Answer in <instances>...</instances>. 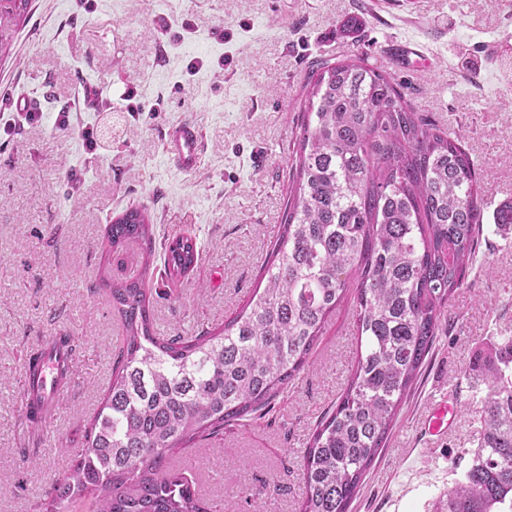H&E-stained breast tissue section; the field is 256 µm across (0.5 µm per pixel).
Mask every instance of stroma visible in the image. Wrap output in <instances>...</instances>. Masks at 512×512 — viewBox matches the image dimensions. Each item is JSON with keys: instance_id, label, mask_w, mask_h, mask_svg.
I'll use <instances>...</instances> for the list:
<instances>
[{"instance_id": "stroma-1", "label": "stroma", "mask_w": 512, "mask_h": 512, "mask_svg": "<svg viewBox=\"0 0 512 512\" xmlns=\"http://www.w3.org/2000/svg\"><path fill=\"white\" fill-rule=\"evenodd\" d=\"M363 20L351 36L339 24ZM410 40L426 66L384 46ZM0 66V512H38L83 448L112 382L121 320L102 284L113 217L146 207L156 247L196 238L201 257L179 278L155 257L149 290L158 333L217 329L259 284L288 202L300 133L299 96L318 60L365 57L391 74L441 128H454L481 177L484 239L385 448L349 512H444L445 491L471 462L483 385L465 374L490 336L512 335V236L492 211L512 202V6L505 0H35ZM90 99L75 103L74 95ZM131 100H124L126 91ZM38 99L34 120L19 96ZM72 108L70 123L58 114ZM201 133L196 168L166 157L180 122ZM95 129L89 147L83 129ZM76 338L67 393L32 426L21 401L23 362L41 337ZM357 332L341 305L300 383L249 427L229 426L170 460L221 512H299L301 460L317 422L352 372ZM457 401L451 431L424 427L435 403ZM36 458L28 467L27 458ZM277 479L280 490L259 494Z\"/></svg>"}]
</instances>
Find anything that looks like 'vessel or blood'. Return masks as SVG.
Instances as JSON below:
<instances>
[{
  "label": "vessel or blood",
  "mask_w": 512,
  "mask_h": 512,
  "mask_svg": "<svg viewBox=\"0 0 512 512\" xmlns=\"http://www.w3.org/2000/svg\"><path fill=\"white\" fill-rule=\"evenodd\" d=\"M165 152L169 159L183 171L195 168L200 160L202 142L198 130L188 122L173 127L165 140ZM42 359L36 369H25L24 386L21 394L26 412L49 415L63 391L60 380L62 362L73 361L74 352L59 345V339L49 336L40 341ZM457 410L456 402H448L433 408L428 421L433 433L447 432Z\"/></svg>",
  "instance_id": "1"
}]
</instances>
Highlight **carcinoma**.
Returning <instances> with one entry per match:
<instances>
[{
    "label": "carcinoma",
    "mask_w": 512,
    "mask_h": 512,
    "mask_svg": "<svg viewBox=\"0 0 512 512\" xmlns=\"http://www.w3.org/2000/svg\"><path fill=\"white\" fill-rule=\"evenodd\" d=\"M29 9L30 0H0L1 58ZM301 112L288 210L261 265L265 286L222 331L157 334L148 210L131 208L108 225V251L137 242L143 267L106 282L124 329L114 377L43 512H209L188 477L168 467L170 453L263 418L299 382L352 291L357 359L307 441L299 510L348 512L448 332L450 301L479 251L484 201L460 135L433 126L361 57L314 64ZM493 219L497 231H512V203ZM199 259L188 236L165 246L171 278ZM467 372L486 386L481 433L462 480L445 493L447 512H512V336L486 343Z\"/></svg>",
    "instance_id": "cac0c4a2"
}]
</instances>
